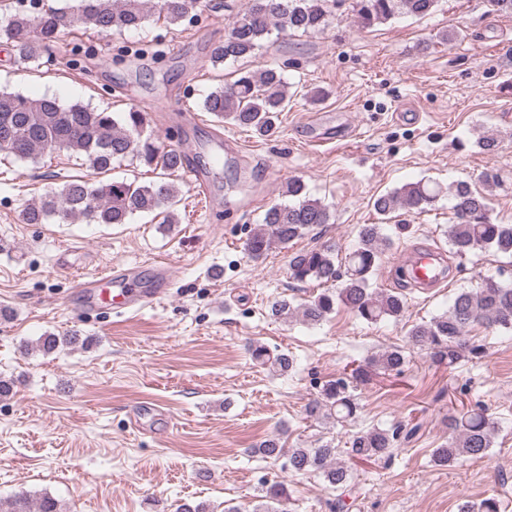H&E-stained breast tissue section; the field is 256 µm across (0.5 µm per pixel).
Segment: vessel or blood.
<instances>
[{
  "label": "vessel or blood",
  "instance_id": "1",
  "mask_svg": "<svg viewBox=\"0 0 512 512\" xmlns=\"http://www.w3.org/2000/svg\"><path fill=\"white\" fill-rule=\"evenodd\" d=\"M413 280L422 287L437 285L443 279L439 258L429 251L405 257ZM151 282H143L141 264L114 263L105 270L77 278L81 292L80 312L91 315L107 310L124 315L137 313L166 297L173 285L170 268L161 263L151 266Z\"/></svg>",
  "mask_w": 512,
  "mask_h": 512
}]
</instances>
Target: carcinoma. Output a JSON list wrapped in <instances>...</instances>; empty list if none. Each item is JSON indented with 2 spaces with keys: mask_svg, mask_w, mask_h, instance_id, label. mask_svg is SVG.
Here are the masks:
<instances>
[{
  "mask_svg": "<svg viewBox=\"0 0 512 512\" xmlns=\"http://www.w3.org/2000/svg\"><path fill=\"white\" fill-rule=\"evenodd\" d=\"M342 2L250 0L249 7L234 16L224 40L211 47L210 60L218 65L251 55L273 28L320 32L330 24ZM438 3L439 0H356L355 12L358 24L368 29L400 15L427 16L437 10ZM195 4L197 0H157L155 4L150 0H79L76 6L44 12L23 10L0 17V40L11 43L22 61L38 66L46 48L75 29L138 30L155 14L174 25L184 21ZM286 101L281 71L269 68L219 85L203 98L201 107L219 120L269 135L274 132ZM147 125L148 113L138 108L112 113L78 102L63 106L54 98L0 91V153L23 161H35L62 149L87 161L99 174L111 171L114 163L128 157L168 175L183 170L186 155L166 148L146 131ZM442 193L438 183L420 179L376 196L373 209L384 221L399 209L422 212L431 208ZM286 196L290 201L268 206L261 224L248 239L247 251L252 258L260 259L334 218L331 207L311 197L299 179L288 181ZM177 197V186L166 180L141 185L135 180L112 178L91 184L74 178L58 191L25 207L22 220L26 224H44L52 218L66 223L85 220L125 224L137 213L158 212L163 215L162 224L170 225L176 223ZM448 197L452 199L455 217V223L448 226L453 255L463 258L476 249H488L512 258V224H501L492 218L490 202L484 194L459 182L448 189ZM382 230L381 224L359 225L356 242L343 257L330 244L294 254L289 261L290 277L301 283L318 282L325 289L299 307L282 299L273 306V315L285 322L299 318L307 324H317L343 307L368 325L401 317L407 305L402 292L396 288L370 287L392 245V239ZM477 326L512 333V282L496 276L479 277L477 285L461 290L447 309L427 322L413 325L407 331L408 348L425 350L433 362L453 367L485 354V345L470 336ZM76 341L75 336L49 334L40 337L38 345L43 352L51 353ZM406 349L382 348L364 363L325 381L317 398L309 403L308 415L340 425L356 422L362 410L358 387L375 376L400 373L408 362ZM251 355L257 363L282 374L294 366L291 355L265 345L252 347ZM417 429L416 425L407 429L401 424L385 429L362 428L352 433L350 447L343 456L330 442L311 448H288L281 435L275 433L251 449V453L263 459H281L284 468L320 478L327 487L338 491L336 499L328 503L331 512H341L354 479L347 460H390L399 443L412 437ZM494 432L492 418L480 406L454 416L448 423V440L433 450V461L451 467L462 459L483 458L492 446ZM263 498L264 502L253 507L252 512H284L291 494L286 486L275 483L263 489ZM458 510L500 512V503L495 498L478 504L464 501ZM0 512H62V508L50 496L36 502L27 496H16L0 499Z\"/></svg>",
  "mask_w": 512,
  "mask_h": 512,
  "instance_id": "cac0c4a2",
  "label": "carcinoma"
}]
</instances>
